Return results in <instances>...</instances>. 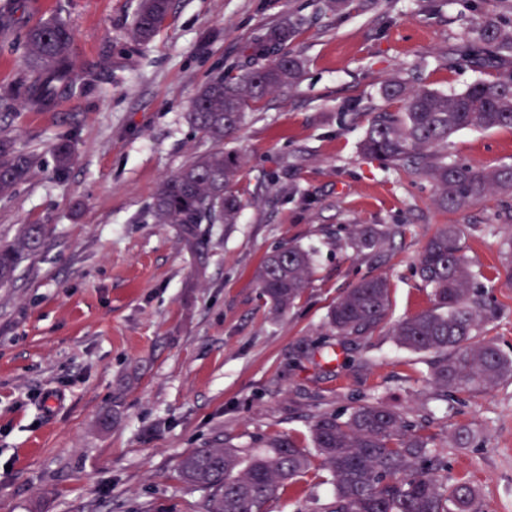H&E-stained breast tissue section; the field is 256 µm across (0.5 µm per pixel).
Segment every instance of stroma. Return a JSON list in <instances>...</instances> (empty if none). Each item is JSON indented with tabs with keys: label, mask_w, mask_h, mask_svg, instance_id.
<instances>
[{
	"label": "stroma",
	"mask_w": 512,
	"mask_h": 512,
	"mask_svg": "<svg viewBox=\"0 0 512 512\" xmlns=\"http://www.w3.org/2000/svg\"><path fill=\"white\" fill-rule=\"evenodd\" d=\"M351 0L343 14L318 0H173L149 42L133 45L139 0H43L34 24L65 19L80 64L112 60V77L43 109L5 93L25 72L0 56V127L42 167L0 199V242L21 225H47L40 251L0 288V512H199L206 488L183 481L182 457L224 444L240 454L269 438L310 444L309 424L377 396L427 418L449 471L470 481L487 512H512V380L475 399L442 398L424 378L434 356L397 347L390 324L433 308L414 273L444 224H492L466 237L475 287L496 310L485 334L512 357V269L501 264L512 198L491 195L468 211L433 204L425 178L359 151L374 112L399 102L380 87L400 76L444 93L491 81L453 53L469 27L468 0ZM299 24L288 50L305 62L293 89L249 109L225 149L241 159L238 223L202 225L191 249L176 226L154 223L159 185L212 144L189 112L200 87L240 73L242 47L285 19ZM74 133L76 162L53 172L51 147ZM450 159L512 165V129H465ZM356 224L403 225L367 258L345 241ZM295 242L315 253L312 283L284 316L255 284L266 255ZM387 277V326L366 345L347 340L332 366L296 356L327 342L329 307L359 279ZM54 393L44 403V393ZM473 430L452 448L455 430ZM300 494L264 512H295L326 500L322 471Z\"/></svg>",
	"instance_id": "1"
}]
</instances>
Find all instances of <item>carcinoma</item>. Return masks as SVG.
I'll return each mask as SVG.
<instances>
[{
	"label": "carcinoma",
	"instance_id": "obj_1",
	"mask_svg": "<svg viewBox=\"0 0 512 512\" xmlns=\"http://www.w3.org/2000/svg\"><path fill=\"white\" fill-rule=\"evenodd\" d=\"M172 8V0H139L132 39L151 40ZM470 20L471 35L458 56L477 67L498 69L491 82L478 81L459 93L411 87L393 77L381 94L402 103L396 112H375L361 150L386 168L402 169L427 179L435 189L433 203L442 211H465L492 192L512 194V166L476 167L448 159V138L463 129L512 128V0H478ZM298 24L276 28L244 48L249 61L265 64L238 76L219 74L202 87L191 104L190 121L205 138L221 144L241 127L246 110L277 88L295 86L304 63L286 50ZM23 47L27 76L9 91L14 98L54 103L61 92L75 94L98 81L102 71L75 77L73 33L61 19L26 27L0 53ZM54 171L62 176L75 161L71 143L53 148ZM38 164L19 154L10 134L0 128V198L13 194ZM240 175L235 154L222 148L195 157L165 180L153 197L156 224H179L193 238L200 224H235L242 208L233 187ZM463 224H445L430 238L417 262V274L432 289L436 308L396 324L391 336L404 349L435 355L429 381L446 395L481 396L512 377V358L481 337L495 316L475 291L466 253ZM48 233L45 224H24L13 241L0 244V286L13 282L22 256L37 252ZM358 226L347 245L372 255L395 235ZM314 257L300 245L271 253L257 272L262 296L272 313L282 316L309 287ZM390 307V284L383 276L366 277L347 289L330 308L332 336L362 341L384 322ZM312 448L291 437L268 440L265 450L243 458L221 445L199 448L183 457L179 473L186 482L209 489L203 512H263L279 493L295 490L313 469L327 471L331 498L314 512H486L475 487L448 474V462L425 433V426L378 399L347 414L322 412L310 423Z\"/></svg>",
	"mask_w": 512,
	"mask_h": 512
}]
</instances>
